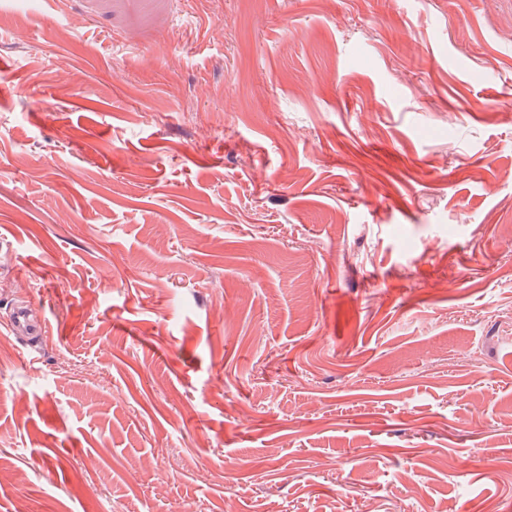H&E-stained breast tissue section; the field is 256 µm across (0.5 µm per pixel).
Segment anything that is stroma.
I'll return each instance as SVG.
<instances>
[{
	"instance_id": "stroma-1",
	"label": "stroma",
	"mask_w": 512,
	"mask_h": 512,
	"mask_svg": "<svg viewBox=\"0 0 512 512\" xmlns=\"http://www.w3.org/2000/svg\"><path fill=\"white\" fill-rule=\"evenodd\" d=\"M2 242L0 512H512V0H0ZM7 326L16 335L48 337V322L35 320L28 306L18 308Z\"/></svg>"
}]
</instances>
